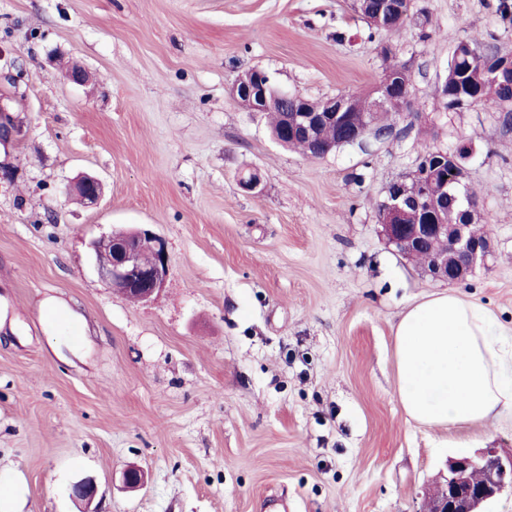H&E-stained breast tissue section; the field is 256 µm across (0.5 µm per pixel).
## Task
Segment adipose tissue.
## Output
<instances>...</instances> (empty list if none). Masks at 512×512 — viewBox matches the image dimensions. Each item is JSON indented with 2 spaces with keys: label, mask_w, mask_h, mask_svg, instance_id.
<instances>
[{
  "label": "adipose tissue",
  "mask_w": 512,
  "mask_h": 512,
  "mask_svg": "<svg viewBox=\"0 0 512 512\" xmlns=\"http://www.w3.org/2000/svg\"><path fill=\"white\" fill-rule=\"evenodd\" d=\"M394 336L408 420L451 429L512 410V334L484 305L433 294L401 315Z\"/></svg>",
  "instance_id": "obj_1"
}]
</instances>
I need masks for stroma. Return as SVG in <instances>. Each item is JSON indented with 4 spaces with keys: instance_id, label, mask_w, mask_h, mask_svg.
Segmentation results:
<instances>
[{
    "instance_id": "35a3bbf8",
    "label": "stroma",
    "mask_w": 512,
    "mask_h": 512,
    "mask_svg": "<svg viewBox=\"0 0 512 512\" xmlns=\"http://www.w3.org/2000/svg\"><path fill=\"white\" fill-rule=\"evenodd\" d=\"M495 2L411 0L410 24L380 40L352 0H0V96L26 131L0 145L14 173L0 182V512H81L69 488L85 477L96 512H422L450 457L512 452L511 410L406 422L394 326L449 286L396 251L375 209L420 145L470 140L491 253L451 287L512 330V131L437 93L462 34L512 52ZM386 43L422 104L393 116L400 138L312 160L229 93L253 69L312 100L369 92ZM252 171L259 187L241 189ZM84 174L104 185L91 208L67 193ZM141 226L170 262L134 302L89 243ZM47 298L78 314L79 341L50 335ZM133 465L137 491L122 483Z\"/></svg>"
}]
</instances>
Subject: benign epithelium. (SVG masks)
<instances>
[{
    "label": "benign epithelium",
    "mask_w": 512,
    "mask_h": 512,
    "mask_svg": "<svg viewBox=\"0 0 512 512\" xmlns=\"http://www.w3.org/2000/svg\"><path fill=\"white\" fill-rule=\"evenodd\" d=\"M404 0H375L364 20L379 28H394L403 12ZM231 95L246 108L255 112H277L280 115L281 136L278 142L299 138L307 146L311 159L326 157L343 145H365L369 140L382 141L395 132L394 126L381 122L382 112L400 95L408 101L412 82L392 83L383 77L376 88L377 97L365 96L368 112L356 107L348 95L335 97L325 105L315 104L299 95L288 94L270 82L262 71L253 70L236 80ZM11 107L0 99V144L16 142L24 130L9 115ZM331 125L337 138L326 141L322 129ZM474 153L471 142L463 140L448 150L450 169L455 179L468 177L467 162ZM408 174L393 181L387 188L377 213L378 222L388 242L406 255L421 250L424 243L437 237L447 238V249L430 255L424 273L434 280L448 283L463 282L491 252L488 235H477L473 225L482 221L477 207L461 211V221L447 223L448 179L431 177V190L426 194L410 191ZM73 192L84 203L95 205L101 196V183L94 177L78 180ZM97 272L101 280L114 290L139 301L159 292L166 281L169 253L166 242L148 230H128L102 236L90 243ZM512 490V453L506 457L496 449L465 453L448 460L446 471L440 474L437 490L429 497L427 512H485V504L505 490ZM97 492L96 484L83 479L71 486L72 497L91 502Z\"/></svg>",
    "instance_id": "obj_1"
}]
</instances>
